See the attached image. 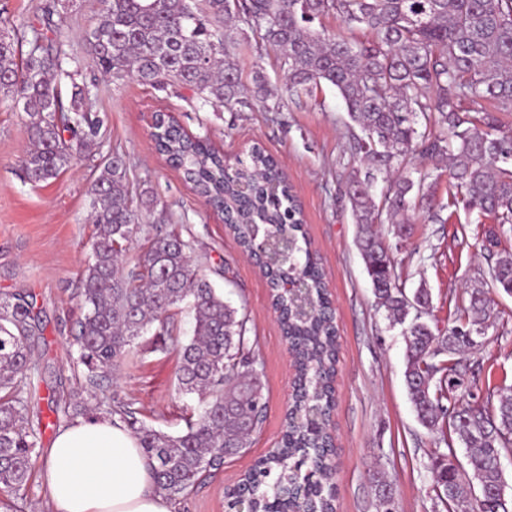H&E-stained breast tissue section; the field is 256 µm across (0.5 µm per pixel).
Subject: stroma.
Masks as SVG:
<instances>
[{
  "mask_svg": "<svg viewBox=\"0 0 512 512\" xmlns=\"http://www.w3.org/2000/svg\"><path fill=\"white\" fill-rule=\"evenodd\" d=\"M100 0H83L67 22L61 56L76 82L89 86V104L104 120L103 135L86 158L57 178L31 185L20 160L29 145L24 112L0 101V293L36 299L39 332L32 343L37 369L31 411L44 428L32 454L34 477L25 492L6 497L14 512H47V493L39 474L57 432L50 399L86 401L84 368L70 343L81 318V273L92 258L95 226L89 220L95 166L113 152L124 153L133 196L149 193L153 207L140 209L143 236L157 228L177 229L192 244L191 255L217 292L244 312L249 336L262 364L260 381L266 401L263 422L240 454L206 472L185 496L177 512H226L224 492L255 463L276 448L291 399L294 370L288 343L271 306L266 278L225 228L224 217L208 206L180 170L159 154L150 136L155 111L170 113L192 137L206 140L235 164L252 146L276 159L302 209L307 241L325 272L338 328L336 407L330 429L335 435L337 512H382L375 485L392 487L397 512H446L431 478L432 461L455 452L466 465L458 437L442 438L423 428L405 386V343L389 328L355 245L357 226L342 188L360 164L350 156L345 105L329 84L299 101H285L281 111L255 105L231 112L201 105L187 89L158 91L128 77L110 81L88 52L86 35L96 24ZM239 75L251 84L262 72L272 88L285 87L278 58L259 34L249 33L236 46ZM412 235L399 242L388 225L378 230L407 291L426 286L432 316L447 325L458 316L470 291L490 300V327L483 345L468 361L481 370L466 385L477 398L488 387L512 385V295L493 287L491 264L512 256V234L497 236L490 219L454 208L447 223L409 216ZM179 355L174 344L141 336L106 386L134 403L145 425L169 435L182 434L183 416L197 398L178 389Z\"/></svg>",
  "mask_w": 512,
  "mask_h": 512,
  "instance_id": "obj_1",
  "label": "stroma"
}]
</instances>
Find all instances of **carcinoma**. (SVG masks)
<instances>
[{"mask_svg":"<svg viewBox=\"0 0 512 512\" xmlns=\"http://www.w3.org/2000/svg\"><path fill=\"white\" fill-rule=\"evenodd\" d=\"M78 0H49L42 27L28 32L0 21V96L22 104L32 148L22 160L25 178L38 185L68 169L100 137L102 119L84 109L86 86L63 84L60 52L47 32H61ZM97 24L87 43L104 76L137 78L144 85L191 89L205 105L246 104L253 97L271 112L280 109L264 75L253 86L242 84L232 24L260 33L277 53L287 77L289 96L309 94L321 83L333 86L349 117L352 158L365 168L354 175L347 196L357 224L356 245L373 294L391 326L400 327L406 343L405 382L420 424L429 431L448 427L466 444L467 464L479 494L471 512H512V498H501L502 459L512 456V387H494L484 403L464 388L472 371L456 362L455 373L439 367L440 357L483 345L488 299L469 295L463 314L441 332L430 318L431 293L421 286L409 294L388 247L373 225L388 223L403 236L405 217L427 205L431 219L444 224L440 212L459 205L500 226H512V130L497 114L512 112V0H101ZM332 16L361 26L374 39L356 42L312 28ZM28 50L22 51V43ZM485 101L492 110L476 112ZM156 149L178 169L216 211L227 213L238 245L251 249L255 235L266 231L293 236V258L274 268L261 267L279 313L283 335L298 364V391L286 413L279 448L262 458L240 480L238 491L252 499L256 512H281L288 501L286 483L310 472L318 481L309 488L298 512H336L328 484L334 469L329 426L310 432L298 423L306 404L318 406L330 420L335 407L336 324L320 263L305 246L301 209L286 177L262 148L249 152L250 163L223 173L224 157L187 135L169 118L155 127ZM448 160V203H434L433 174L409 170L415 157ZM386 182L381 201L373 187ZM95 224L92 261L82 273V306L72 344L93 392L104 391L108 372L132 350L134 341L154 328L173 339L176 311L193 316V334L178 342V383L182 393L198 396L186 431L170 436L143 425L133 403L112 398L95 406L54 400V423L106 410L119 416L140 440L152 461L159 489L177 499L210 469L241 453L263 420L265 402L248 318L216 294L210 280L192 263L191 243L174 232L159 234L132 268L122 267L127 246L140 232L132 206L124 156L114 153L91 187ZM301 276L312 288L315 315L301 320L290 311L288 277ZM494 285L512 295V257L499 258L491 273ZM35 302L0 295V492L17 495L30 480V460L41 425L29 418L19 397L31 378L30 342L37 329ZM462 388L453 408L448 389ZM432 481L443 493L449 512L464 502L459 468L436 458Z\"/></svg>","mask_w":512,"mask_h":512,"instance_id":"1","label":"carcinoma"}]
</instances>
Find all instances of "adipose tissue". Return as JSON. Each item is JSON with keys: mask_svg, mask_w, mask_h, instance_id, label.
Instances as JSON below:
<instances>
[{"mask_svg": "<svg viewBox=\"0 0 512 512\" xmlns=\"http://www.w3.org/2000/svg\"><path fill=\"white\" fill-rule=\"evenodd\" d=\"M42 480L51 512H176L136 436L103 415L58 429Z\"/></svg>", "mask_w": 512, "mask_h": 512, "instance_id": "adipose-tissue-1", "label": "adipose tissue"}]
</instances>
